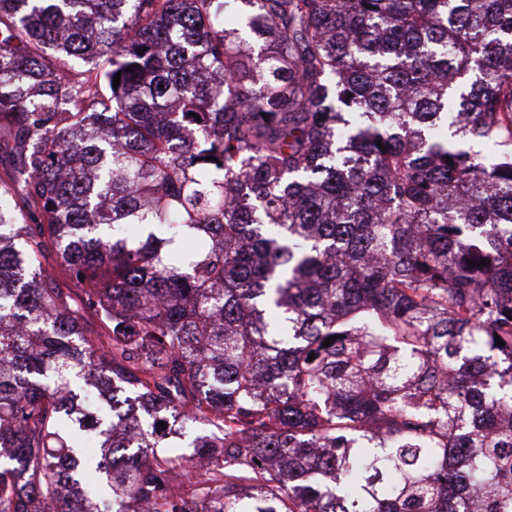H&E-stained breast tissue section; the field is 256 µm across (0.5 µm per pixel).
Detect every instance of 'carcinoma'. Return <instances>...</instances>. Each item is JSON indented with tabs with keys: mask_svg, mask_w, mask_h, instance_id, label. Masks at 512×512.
I'll return each instance as SVG.
<instances>
[{
	"mask_svg": "<svg viewBox=\"0 0 512 512\" xmlns=\"http://www.w3.org/2000/svg\"><path fill=\"white\" fill-rule=\"evenodd\" d=\"M4 157L0 512H512V0H0Z\"/></svg>",
	"mask_w": 512,
	"mask_h": 512,
	"instance_id": "obj_1",
	"label": "carcinoma"
}]
</instances>
